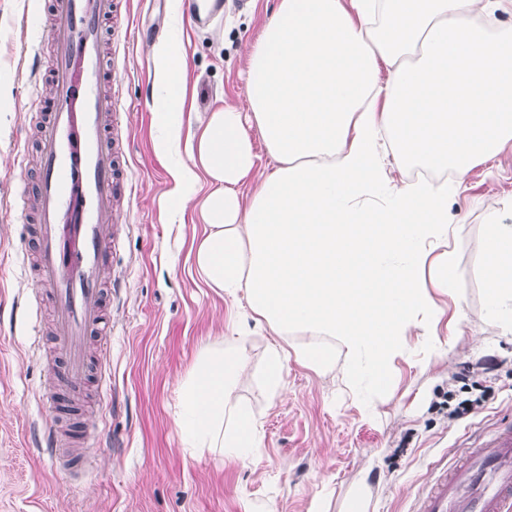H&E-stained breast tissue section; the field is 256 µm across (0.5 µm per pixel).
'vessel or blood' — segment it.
I'll use <instances>...</instances> for the list:
<instances>
[{
    "mask_svg": "<svg viewBox=\"0 0 512 512\" xmlns=\"http://www.w3.org/2000/svg\"><path fill=\"white\" fill-rule=\"evenodd\" d=\"M121 0H51L48 31L54 59L50 97L32 104L43 112L33 159L37 176L31 197L37 227L33 254L41 277L52 286L59 362L50 371L56 389L50 418L66 417L78 399L66 393L84 376H102L83 345L107 341L103 319L109 269L119 233L111 221H129L134 185L119 170L124 127L112 72L104 61L103 24ZM94 432L47 427L38 437L58 470L84 466ZM414 512H512V426L501 425L470 447L422 492Z\"/></svg>",
    "mask_w": 512,
    "mask_h": 512,
    "instance_id": "vessel-or-blood-1",
    "label": "vessel or blood"
}]
</instances>
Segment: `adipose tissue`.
Returning a JSON list of instances; mask_svg holds the SVG:
<instances>
[{
  "mask_svg": "<svg viewBox=\"0 0 512 512\" xmlns=\"http://www.w3.org/2000/svg\"><path fill=\"white\" fill-rule=\"evenodd\" d=\"M511 10L512 0H278L266 17L249 49L248 111L206 117L189 164L171 172V197L199 201L200 279L244 296L276 335L265 351L271 394L288 331L318 337L300 360L322 369L345 348L349 385L380 387L414 328L443 316L422 280L431 258L438 288L455 291L448 203L478 162L512 146V35L488 24ZM153 64L165 154L180 146L185 56L162 37ZM254 128L273 162L263 175ZM412 167L423 175H389ZM482 252L487 312L512 328V226L490 225ZM247 325L203 345L183 380L184 447L243 462L259 448L257 421L233 394Z\"/></svg>",
  "mask_w": 512,
  "mask_h": 512,
  "instance_id": "obj_1",
  "label": "adipose tissue"
}]
</instances>
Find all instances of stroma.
<instances>
[{
	"mask_svg": "<svg viewBox=\"0 0 512 512\" xmlns=\"http://www.w3.org/2000/svg\"><path fill=\"white\" fill-rule=\"evenodd\" d=\"M276 0H224L222 22L200 26L185 0H130L118 42L112 81L121 89L129 137L123 165L136 188L131 225L112 254V321L105 397H90L79 420L101 442L86 473L65 476L35 445L49 424V370L32 353L53 337L36 302L42 286L22 262L30 223L17 204L32 175L20 171L16 143L26 140L25 106L36 94L33 55H47L44 25L49 0H0V512H413L435 472L452 464L475 439L512 421V333L488 316L482 286V239L492 224L512 225V150L476 165L448 203L449 220L464 230L448 239L455 253V295H438L445 314L422 327L396 358L390 381L379 388L345 389L348 359L337 350L325 370L289 356L283 391L270 394L262 377L273 336L251 324L247 367L238 382L240 403L256 415L262 443L250 462L181 443L180 384L199 346L230 335V314L249 313L245 298L216 294L191 270L190 254L203 233L192 205L166 208L170 168L184 155H160L155 113L152 45L142 30L161 25L186 57L185 128L226 104L246 109L248 52ZM488 364L491 394L482 406L449 418V401L473 399L459 375Z\"/></svg>",
	"mask_w": 512,
	"mask_h": 512,
	"instance_id": "stroma-1",
	"label": "stroma"
}]
</instances>
